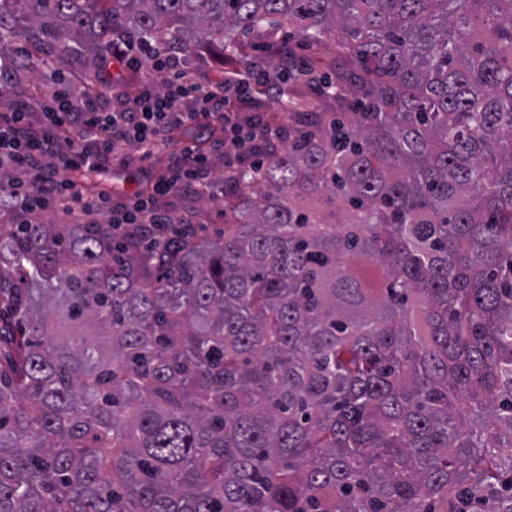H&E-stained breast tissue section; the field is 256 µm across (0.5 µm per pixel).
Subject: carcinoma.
I'll return each mask as SVG.
<instances>
[{
  "mask_svg": "<svg viewBox=\"0 0 512 512\" xmlns=\"http://www.w3.org/2000/svg\"><path fill=\"white\" fill-rule=\"evenodd\" d=\"M100 2L0 0V58L227 53L288 126L166 264L0 226V512H512V0Z\"/></svg>",
  "mask_w": 512,
  "mask_h": 512,
  "instance_id": "obj_1",
  "label": "carcinoma"
}]
</instances>
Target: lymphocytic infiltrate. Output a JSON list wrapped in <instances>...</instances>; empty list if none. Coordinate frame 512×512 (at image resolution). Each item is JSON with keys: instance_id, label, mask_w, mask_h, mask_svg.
<instances>
[{"instance_id": "obj_1", "label": "lymphocytic infiltrate", "mask_w": 512, "mask_h": 512, "mask_svg": "<svg viewBox=\"0 0 512 512\" xmlns=\"http://www.w3.org/2000/svg\"><path fill=\"white\" fill-rule=\"evenodd\" d=\"M113 56L133 64L148 59L167 79L161 86L141 82L132 94L108 86L74 88L59 82L43 93L36 121L26 92L11 87L13 103L0 113V169L10 174L0 185V210L24 224L38 223L48 211L82 224L108 206L116 235L136 234L160 248L194 236L206 223L197 212L176 214L171 199L181 193L196 198L214 195L217 165L236 168L256 141L275 135L276 129L265 119L242 114L246 96L257 82L252 68L202 83L185 68V53L175 45L161 48L127 40ZM215 120L221 122L224 136L213 150L191 143L171 146L173 127L203 131ZM121 146L144 156L166 148L169 161L151 190L133 201L113 207L105 196L86 199L71 172H105Z\"/></svg>"}]
</instances>
